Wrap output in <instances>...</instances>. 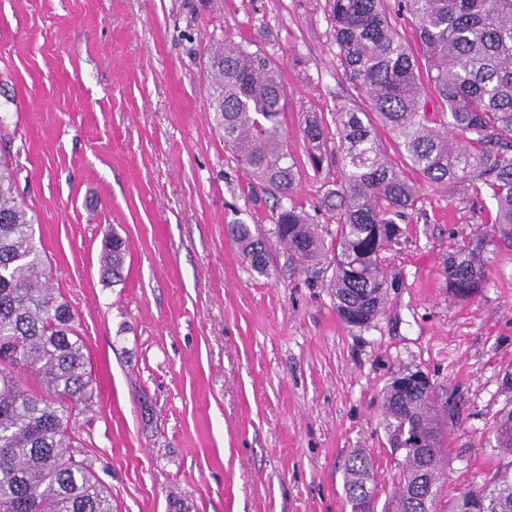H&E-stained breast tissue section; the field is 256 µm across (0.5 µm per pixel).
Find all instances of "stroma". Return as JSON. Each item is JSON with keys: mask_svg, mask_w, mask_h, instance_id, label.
<instances>
[{"mask_svg": "<svg viewBox=\"0 0 512 512\" xmlns=\"http://www.w3.org/2000/svg\"><path fill=\"white\" fill-rule=\"evenodd\" d=\"M329 12V0H0V121L50 285L87 348L96 396L70 426L114 512H345L357 448L384 506L399 468L382 389L406 367L448 408L443 493L500 464L490 427L512 405V243L495 245L475 299L453 298L443 275L494 213L490 195L420 184L384 253V308L353 327L330 270L300 266L277 240V198L212 121L207 46L230 38L270 55L288 92L293 200L329 224L321 201L338 168L309 165L304 116L369 109ZM231 224L264 240L266 274ZM109 231L127 245L117 278L100 266Z\"/></svg>", "mask_w": 512, "mask_h": 512, "instance_id": "1", "label": "stroma"}]
</instances>
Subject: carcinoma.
I'll return each instance as SVG.
<instances>
[{"label":"carcinoma","instance_id":"carcinoma-1","mask_svg":"<svg viewBox=\"0 0 512 512\" xmlns=\"http://www.w3.org/2000/svg\"><path fill=\"white\" fill-rule=\"evenodd\" d=\"M424 51L419 57L397 34L384 0H331L330 27L341 66L353 87L393 134L405 171L381 151L376 128L350 109L336 112V135L317 116L302 129L308 161L319 171L340 161L328 198L335 230L316 224L291 193L296 166L288 154L283 118L287 90L274 60L241 44L208 46V88L214 121L233 158L285 204L274 234L301 264L332 253L336 309L348 325L367 328L381 313L388 288L384 252L397 223L418 201L416 182L464 184L487 190L496 204L488 230L468 239L444 262L448 290L460 300L480 294L489 247L512 241V0H408ZM439 108H430L425 88ZM337 143L333 148L330 143ZM227 231L250 266L266 270L265 246L247 224ZM126 242H105L104 266L120 274ZM70 304L48 284L34 217L20 199L12 164L0 155V512H112V499L71 434L70 407L93 403L85 346ZM32 375L38 388L24 377ZM397 371L382 392L380 425L399 467L391 512H458L442 495L448 448L433 390ZM491 434L512 457V407ZM417 435L420 446L407 447ZM371 456L356 450L345 461L346 507L375 498ZM485 512H512V460L494 477L465 490Z\"/></svg>","mask_w":512,"mask_h":512}]
</instances>
